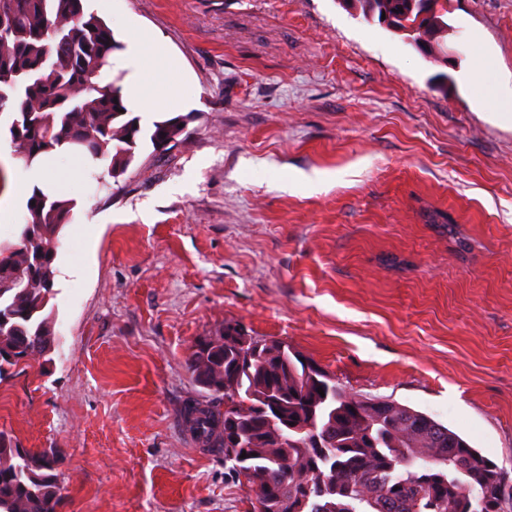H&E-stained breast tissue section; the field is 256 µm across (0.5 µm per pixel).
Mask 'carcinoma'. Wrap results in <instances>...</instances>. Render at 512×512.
<instances>
[{
    "instance_id": "1",
    "label": "carcinoma",
    "mask_w": 512,
    "mask_h": 512,
    "mask_svg": "<svg viewBox=\"0 0 512 512\" xmlns=\"http://www.w3.org/2000/svg\"><path fill=\"white\" fill-rule=\"evenodd\" d=\"M351 6L366 21L389 20L386 30L431 61L447 55L448 0ZM120 49L85 0H0V112L13 114L19 160L30 166L64 150L104 163L94 178L107 190L142 137L156 148L182 143V116L145 135L128 118L112 76ZM30 199L17 240L0 243V379L56 344L55 260L75 202L38 188ZM187 370L211 399L185 404L184 425L224 453L252 493L250 512H512V492L496 495L504 469L466 439L418 410L347 391L283 341L227 323L192 346ZM313 431L324 447L307 445ZM59 464L56 449L27 448L0 431V512H59Z\"/></svg>"
}]
</instances>
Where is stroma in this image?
I'll return each mask as SVG.
<instances>
[{"label": "stroma", "instance_id": "stroma-1", "mask_svg": "<svg viewBox=\"0 0 512 512\" xmlns=\"http://www.w3.org/2000/svg\"><path fill=\"white\" fill-rule=\"evenodd\" d=\"M157 34L184 99L76 206L55 261L47 364L0 383V430L56 448L60 512H249L180 418L190 348L224 324L421 411L512 472V128L475 110L477 50L512 86V0H451L448 64L336 0H107ZM449 76L438 85V71ZM0 153V241L27 214ZM447 214L448 228L426 223ZM183 124L182 128L179 125ZM185 128V118L176 116L167 118L153 123L151 128L146 134L150 142L156 148L176 147L182 143L180 136ZM161 133H166V136H161Z\"/></svg>", "mask_w": 512, "mask_h": 512}]
</instances>
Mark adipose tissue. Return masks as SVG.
I'll use <instances>...</instances> for the list:
<instances>
[{
    "label": "adipose tissue",
    "instance_id": "1",
    "mask_svg": "<svg viewBox=\"0 0 512 512\" xmlns=\"http://www.w3.org/2000/svg\"><path fill=\"white\" fill-rule=\"evenodd\" d=\"M120 38L126 45L124 67L132 82L125 101L141 112L156 111L165 101L157 98L154 90L165 81L170 68L167 47L133 19L124 21Z\"/></svg>",
    "mask_w": 512,
    "mask_h": 512
}]
</instances>
